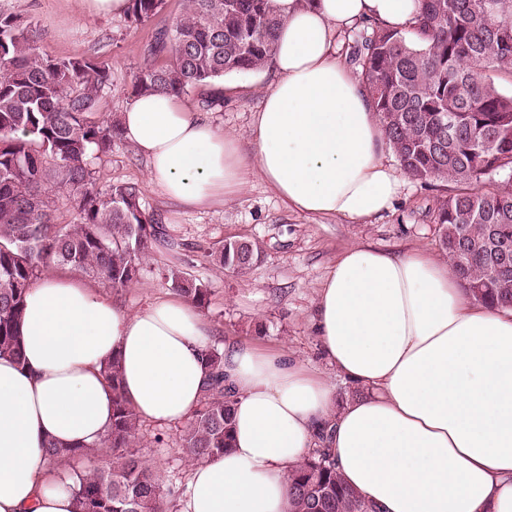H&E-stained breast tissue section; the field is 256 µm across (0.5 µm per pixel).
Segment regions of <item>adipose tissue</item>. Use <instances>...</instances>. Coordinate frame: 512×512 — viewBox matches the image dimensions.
<instances>
[{"label": "adipose tissue", "mask_w": 512, "mask_h": 512, "mask_svg": "<svg viewBox=\"0 0 512 512\" xmlns=\"http://www.w3.org/2000/svg\"><path fill=\"white\" fill-rule=\"evenodd\" d=\"M281 18L275 79L253 151L172 94L135 96L124 139L149 184L182 208L212 207L253 170L288 208L352 221L388 209L400 180L362 87L336 59L338 28L401 26L414 0H271ZM322 355L365 394L335 390L283 354L224 347L234 441L193 465L180 512H288L289 468L328 449L344 481L384 512H512V311L470 299L448 263L355 245L325 278L312 317ZM195 306L159 299L131 312L66 272L27 294L24 364L0 358V512H72L42 443H93L112 423L101 368L118 358L137 416L183 420L209 378Z\"/></svg>", "instance_id": "ef3b65f1"}]
</instances>
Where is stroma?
<instances>
[{
  "label": "stroma",
  "mask_w": 512,
  "mask_h": 512,
  "mask_svg": "<svg viewBox=\"0 0 512 512\" xmlns=\"http://www.w3.org/2000/svg\"><path fill=\"white\" fill-rule=\"evenodd\" d=\"M0 11L32 20L40 46L56 58L94 56L112 69L102 112L117 118L134 95L133 76L144 64V47L152 25H133L125 17L78 21V0H0ZM272 78L271 67L233 72L219 79L220 103L203 110L205 94L196 88L182 101L193 112L206 111L209 120L233 136L243 153H251L253 117L259 111ZM382 157L398 169L402 182L390 208L361 221L341 217H313L288 208L258 176L246 174L241 192L225 197L210 209H182L169 202L146 180L147 163L127 141L114 143L96 161L98 185L136 184L144 200L162 215L172 246H157L144 258L135 285L116 289L98 282V289L120 307L136 311L160 298L172 297L162 266L178 268L200 279L211 290L209 309L202 319L209 327L211 348L248 342L265 352L288 350L311 371L335 387L337 403L358 396L353 385L337 375L322 356L310 318L318 290L338 255L346 248L369 244L385 251L423 248L439 259L447 254L439 242L435 222L437 202L446 194L435 181L423 183L401 172L391 147ZM255 240L262 247L258 261L242 275L217 270L210 253L226 240ZM183 422L141 424L138 449L162 476L172 503L187 488L193 461L180 446Z\"/></svg>",
  "instance_id": "1"
}]
</instances>
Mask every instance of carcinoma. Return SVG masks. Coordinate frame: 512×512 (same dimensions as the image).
<instances>
[{"label":"carcinoma","instance_id":"carcinoma-1","mask_svg":"<svg viewBox=\"0 0 512 512\" xmlns=\"http://www.w3.org/2000/svg\"><path fill=\"white\" fill-rule=\"evenodd\" d=\"M402 26L374 21L349 56L404 171L453 186L436 213L451 269L474 300L512 308V0H415ZM165 0H129L127 20L156 22L137 92L180 96L231 72L265 67L280 24L270 0H183L172 22ZM112 68L93 57L56 59L34 22L0 12V357L23 364L22 319L29 288L55 266L114 288L138 282L139 266L162 238L161 217L133 184L102 188L94 161L122 139L98 118ZM494 174L507 181L497 183ZM66 194L75 218L59 222L52 191ZM256 241L229 240L213 253L219 270L247 272ZM172 289L198 308L210 289L177 268ZM223 353L212 349V376L200 408L179 434L204 460L232 448L233 401L224 388ZM102 373L112 384V425L92 444L43 442L44 460L65 465L96 457L107 465L76 475L75 512H170L157 471L140 455V419L121 389L117 359ZM290 512H363L366 500L317 450L288 469Z\"/></svg>","mask_w":512,"mask_h":512}]
</instances>
